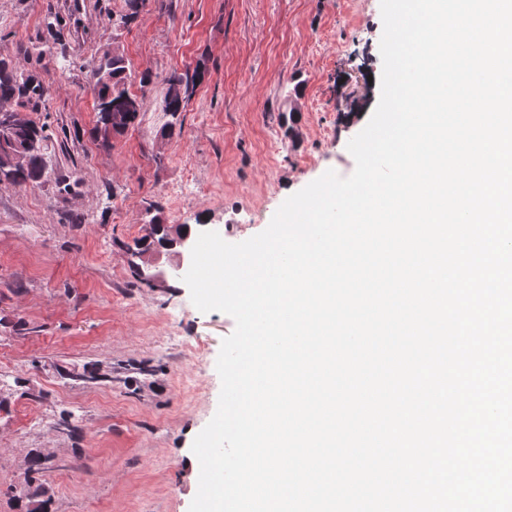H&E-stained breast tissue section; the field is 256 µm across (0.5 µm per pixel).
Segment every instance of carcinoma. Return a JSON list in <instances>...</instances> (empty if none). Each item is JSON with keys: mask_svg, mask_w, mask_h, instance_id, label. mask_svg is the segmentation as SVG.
<instances>
[{"mask_svg": "<svg viewBox=\"0 0 512 512\" xmlns=\"http://www.w3.org/2000/svg\"><path fill=\"white\" fill-rule=\"evenodd\" d=\"M149 0H124V10L120 14V23L131 24L147 6ZM86 79L95 94L97 120L96 139L101 147L110 149L114 142L123 137L135 124L140 115L142 101L130 91L137 82L146 88L153 78L146 72L136 74L130 60L118 49L107 50L94 57L83 66ZM205 77V69L198 65L181 72L174 70L163 79L165 92L163 111L167 122L164 133L176 134L181 126L180 116L191 95H179L173 89L185 84L196 90ZM49 86L39 76L26 71L17 64L0 59V101L12 104V111L20 114L10 128L7 137L0 140V182L5 181L17 186H34L46 177V147L49 139L47 126L31 119L27 110H36L46 104ZM278 124L285 139L294 140L296 136L295 113L292 109L279 112ZM174 227L165 223L161 211L144 225L142 235L134 239L127 249L162 246ZM60 378L83 384L112 380V375L101 371L95 362H86L81 366H61L56 368ZM53 427L74 439L82 434L83 427L78 418L71 413H61ZM27 468L20 482V490L15 494L18 512H53L52 496L43 483L42 477L48 469L42 452L32 449L26 455Z\"/></svg>", "mask_w": 512, "mask_h": 512, "instance_id": "cac0c4a2", "label": "carcinoma"}]
</instances>
